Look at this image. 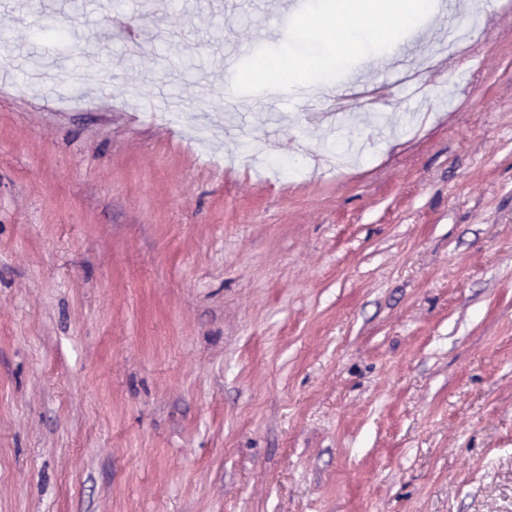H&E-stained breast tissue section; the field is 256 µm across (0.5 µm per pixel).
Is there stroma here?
Segmentation results:
<instances>
[{
  "instance_id": "obj_1",
  "label": "stroma",
  "mask_w": 512,
  "mask_h": 512,
  "mask_svg": "<svg viewBox=\"0 0 512 512\" xmlns=\"http://www.w3.org/2000/svg\"><path fill=\"white\" fill-rule=\"evenodd\" d=\"M282 2L0 0V512H512V0L319 120Z\"/></svg>"
}]
</instances>
